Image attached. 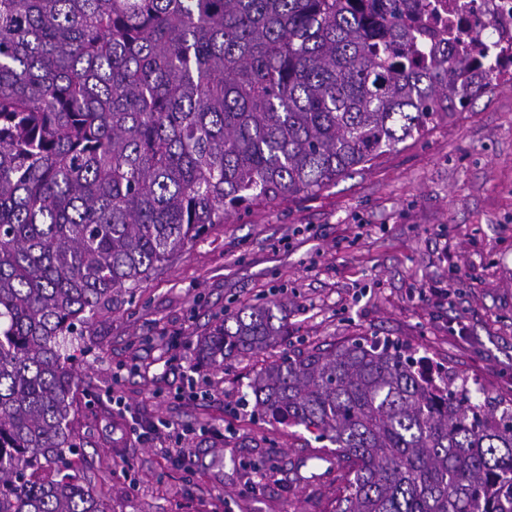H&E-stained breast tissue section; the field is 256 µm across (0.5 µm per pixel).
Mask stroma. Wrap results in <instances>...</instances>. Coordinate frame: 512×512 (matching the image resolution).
<instances>
[{
  "label": "stroma",
  "mask_w": 512,
  "mask_h": 512,
  "mask_svg": "<svg viewBox=\"0 0 512 512\" xmlns=\"http://www.w3.org/2000/svg\"><path fill=\"white\" fill-rule=\"evenodd\" d=\"M288 303V339L198 366L225 309ZM390 338L512 399V85L322 191L232 214L67 347L83 476L112 512H324L323 441L255 407L270 363Z\"/></svg>",
  "instance_id": "stroma-1"
}]
</instances>
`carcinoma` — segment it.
I'll list each match as a JSON object with an SVG mask.
<instances>
[{"mask_svg": "<svg viewBox=\"0 0 512 512\" xmlns=\"http://www.w3.org/2000/svg\"><path fill=\"white\" fill-rule=\"evenodd\" d=\"M426 0H0V512H112L81 476L60 340L228 215L317 193L492 85ZM288 335L276 299L197 341ZM255 404L335 445L330 512H512V408L397 344L273 363Z\"/></svg>", "mask_w": 512, "mask_h": 512, "instance_id": "cac0c4a2", "label": "carcinoma"}]
</instances>
